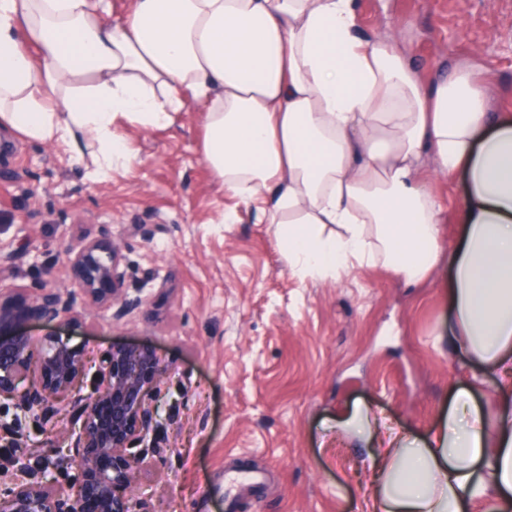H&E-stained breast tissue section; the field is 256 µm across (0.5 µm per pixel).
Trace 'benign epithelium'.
<instances>
[{
	"label": "benign epithelium",
	"mask_w": 512,
	"mask_h": 512,
	"mask_svg": "<svg viewBox=\"0 0 512 512\" xmlns=\"http://www.w3.org/2000/svg\"><path fill=\"white\" fill-rule=\"evenodd\" d=\"M122 256L107 224L99 225L69 245L66 263L77 285L61 290L0 289V398L43 417L61 415L65 429L45 437L42 456L51 455L75 467L76 475L61 488L43 480V469L21 453L0 467V512H145L130 496L131 484L159 441L153 435L150 401L160 394L164 367L147 348H115L91 358L60 341L37 344L25 332L31 319L44 323L69 321L79 304H93L117 313L140 305L125 292ZM93 378L87 400L69 399Z\"/></svg>",
	"instance_id": "obj_1"
}]
</instances>
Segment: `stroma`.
I'll use <instances>...</instances> for the list:
<instances>
[{
    "label": "stroma",
    "mask_w": 512,
    "mask_h": 512,
    "mask_svg": "<svg viewBox=\"0 0 512 512\" xmlns=\"http://www.w3.org/2000/svg\"><path fill=\"white\" fill-rule=\"evenodd\" d=\"M361 30L397 23L422 76L470 70L488 109L512 113V0H354ZM130 163L93 179L63 144L0 128V251L18 253L0 286H72L65 252L112 227L127 290L142 305L120 316L83 305L72 321L29 322L87 353L151 347L165 368L154 401L162 448L134 493L149 512H362L372 462L424 444L457 391L495 415L493 374L448 336V268L408 284L382 265L319 279L288 268L270 196L227 192L202 155L204 105L189 101L164 126L117 119ZM459 244L461 178L432 177ZM360 409L370 422L350 420Z\"/></svg>",
    "instance_id": "obj_1"
}]
</instances>
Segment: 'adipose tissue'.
Wrapping results in <instances>:
<instances>
[{"label": "adipose tissue", "instance_id": "adipose-tissue-1", "mask_svg": "<svg viewBox=\"0 0 512 512\" xmlns=\"http://www.w3.org/2000/svg\"><path fill=\"white\" fill-rule=\"evenodd\" d=\"M99 2L0 0V126L89 133L103 178L133 157L117 117L160 126L204 99V158L227 190L273 195L289 269L379 261L412 284L447 263L449 332L497 373V427L458 393L425 447L384 453L367 512H512V114L468 70L423 78L398 26L363 35L353 0H131L112 26ZM430 161L464 179L446 254Z\"/></svg>", "mask_w": 512, "mask_h": 512}]
</instances>
